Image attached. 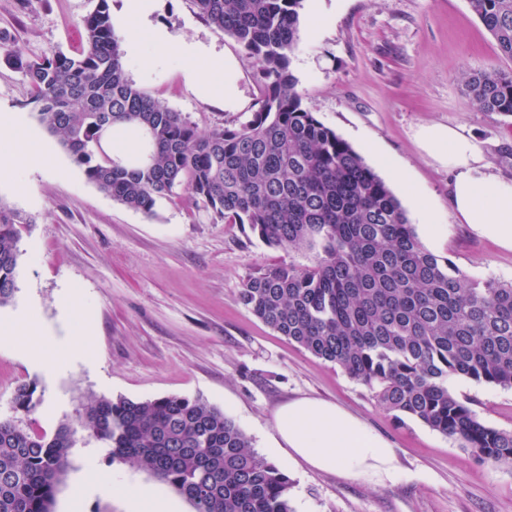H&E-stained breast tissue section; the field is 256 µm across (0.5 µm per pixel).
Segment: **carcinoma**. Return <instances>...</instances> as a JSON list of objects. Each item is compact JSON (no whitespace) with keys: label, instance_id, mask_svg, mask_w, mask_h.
Here are the masks:
<instances>
[{"label":"carcinoma","instance_id":"carcinoma-1","mask_svg":"<svg viewBox=\"0 0 512 512\" xmlns=\"http://www.w3.org/2000/svg\"><path fill=\"white\" fill-rule=\"evenodd\" d=\"M256 66L258 107L233 127L198 132L135 87L108 0L84 20L77 56L5 52L32 88L38 122L112 200L150 216L188 193L213 223L246 224L268 246L313 253L305 268L250 276L240 302L260 321L364 384L395 419H416L481 460L512 461V431L483 424L448 377L512 388V283L471 278L430 252L399 199L349 142L303 106L291 71L304 0H191ZM512 59V0H468ZM462 82L482 112L512 116V74L490 66ZM140 141L125 157L107 137ZM35 219L0 200V307L17 292L18 243ZM20 384L13 408L42 401ZM86 432L112 460L149 473L195 512H294L290 480L251 438L200 396L97 397L56 429L0 419V512H52Z\"/></svg>","mask_w":512,"mask_h":512}]
</instances>
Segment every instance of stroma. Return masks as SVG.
I'll list each match as a JSON object with an SVG mask.
<instances>
[{
	"instance_id": "obj_1",
	"label": "stroma",
	"mask_w": 512,
	"mask_h": 512,
	"mask_svg": "<svg viewBox=\"0 0 512 512\" xmlns=\"http://www.w3.org/2000/svg\"><path fill=\"white\" fill-rule=\"evenodd\" d=\"M98 2L0 0V45L26 57L78 54L83 21ZM151 20L230 65L237 99L225 104L193 82L189 61L176 51L149 68L127 58L129 78L199 130L248 119L260 81L236 41L200 18L191 0H155ZM300 26L291 69L304 106L347 140L401 203L413 194L427 200L436 237L416 211L408 217L428 250L471 277L512 282V250L461 222L450 207L447 168L417 139L426 124L461 128L480 144L491 171L512 179V117L479 111L460 80L489 65L510 73L512 60L499 56L468 0H304ZM30 93L28 79L0 60V109L20 112L56 161L25 173L23 191L0 181V200L36 219L18 244V290L0 308V322L35 315L58 344L88 327L93 352L89 361L47 371L0 337V418L14 417V392L32 380L43 399L23 422L49 432L94 396L199 395L288 475L295 512H512V464L478 462L420 421L395 420L366 386L240 303L249 276L307 264L305 254L266 245L248 226L212 223L185 193L158 200L151 216L113 201L39 124ZM66 295L80 315L64 307ZM449 385L471 398L485 424L512 430V389L464 377ZM303 397L336 403L386 438L396 452L394 473L354 480L269 454L277 411ZM112 468L107 448L80 435L53 512H126L112 493Z\"/></svg>"
}]
</instances>
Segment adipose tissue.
<instances>
[{"label":"adipose tissue","mask_w":512,"mask_h":512,"mask_svg":"<svg viewBox=\"0 0 512 512\" xmlns=\"http://www.w3.org/2000/svg\"><path fill=\"white\" fill-rule=\"evenodd\" d=\"M158 50L177 49L191 62L193 80L207 83L214 97L231 101L234 85L229 69L165 31H155ZM429 154L453 174L450 205L480 236L512 250V182L489 172L478 144L452 126L430 124L419 132ZM55 160L46 145L23 124L18 113H0V178L21 169H47ZM0 334L15 340L27 358L49 368L89 353L90 335L66 348L50 346L42 325L31 316L0 326ZM274 445L289 457L322 473L350 479L390 475L395 455L388 442L366 423L335 404L303 398L281 407L274 417ZM112 490L128 512H178L175 502L154 486L113 478Z\"/></svg>","instance_id":"ef3b65f1"}]
</instances>
